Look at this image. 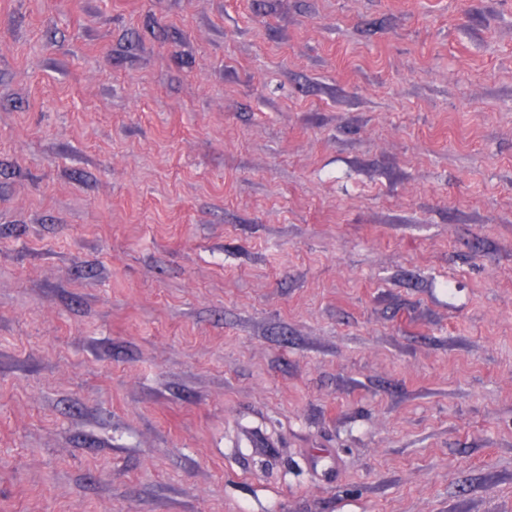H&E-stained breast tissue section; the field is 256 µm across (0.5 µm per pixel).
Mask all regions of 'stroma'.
I'll return each mask as SVG.
<instances>
[{"instance_id":"1","label":"stroma","mask_w":512,"mask_h":512,"mask_svg":"<svg viewBox=\"0 0 512 512\" xmlns=\"http://www.w3.org/2000/svg\"><path fill=\"white\" fill-rule=\"evenodd\" d=\"M0 512H512V0H0Z\"/></svg>"}]
</instances>
